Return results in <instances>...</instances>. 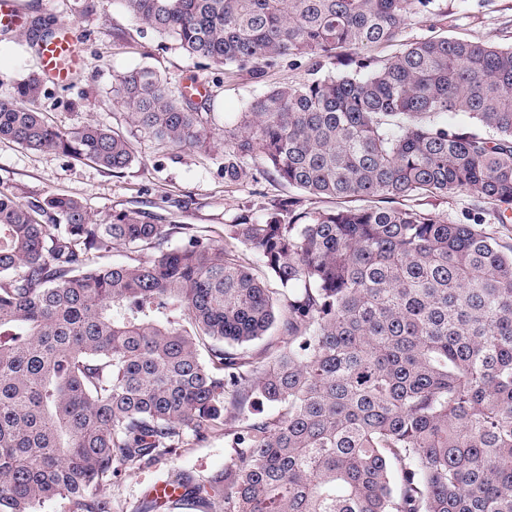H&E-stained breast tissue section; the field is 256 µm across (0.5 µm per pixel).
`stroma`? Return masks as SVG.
<instances>
[{
    "mask_svg": "<svg viewBox=\"0 0 512 512\" xmlns=\"http://www.w3.org/2000/svg\"><path fill=\"white\" fill-rule=\"evenodd\" d=\"M20 23L0 27V98L14 93L17 82L38 72L37 54L28 34L33 21L48 27L65 23L78 37L84 57L67 85L44 82L38 107L50 121L77 129L94 123L127 139L135 152L131 166L118 172L85 159L58 152H40L0 141V189L26 203L63 193L81 200L95 218L109 222L120 212H134L152 224H191L208 237L223 240L225 225L241 217L260 219L283 200L293 198L301 208L320 211L334 201L316 198L289 187L271 175H257L241 185L224 181V127L270 86L294 85L310 79L313 62L288 59L256 76L251 67L233 73L199 64L170 38L135 20L117 0H16ZM438 35L512 45V0H436L432 14L410 18L396 42L373 50L382 60L402 44ZM150 69L164 78L172 93L201 83L208 98L207 120L215 130L209 151H175L131 125L125 107L112 94L117 74ZM423 208L433 217L458 224H482L500 241L512 244V218L500 221L496 210L477 193L426 197ZM236 423L226 418L224 429L207 438L187 433L176 454L154 464L113 477L100 488L114 512H134L150 489L165 480L170 468L204 476L223 468L231 450L228 433Z\"/></svg>",
    "mask_w": 512,
    "mask_h": 512,
    "instance_id": "1",
    "label": "stroma"
}]
</instances>
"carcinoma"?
Masks as SVG:
<instances>
[{
	"label": "carcinoma",
	"instance_id": "carcinoma-1",
	"mask_svg": "<svg viewBox=\"0 0 512 512\" xmlns=\"http://www.w3.org/2000/svg\"><path fill=\"white\" fill-rule=\"evenodd\" d=\"M191 57L263 72L390 42L435 0H121ZM131 123L174 150L213 139L156 73L116 76ZM0 99V140L114 172L136 159L100 125L66 131ZM464 114L475 126L451 128ZM338 206L288 200L224 225L0 190V512H112L98 488L197 435L232 453L165 483L210 512H512V245L402 197L474 191L512 210V46L438 37L352 72L275 86L224 129V182L251 161ZM363 201L345 207L349 199ZM50 220L45 224L38 217ZM122 248L127 261L101 259ZM278 283L244 264L241 252ZM278 328L281 345L237 348Z\"/></svg>",
	"mask_w": 512,
	"mask_h": 512
}]
</instances>
